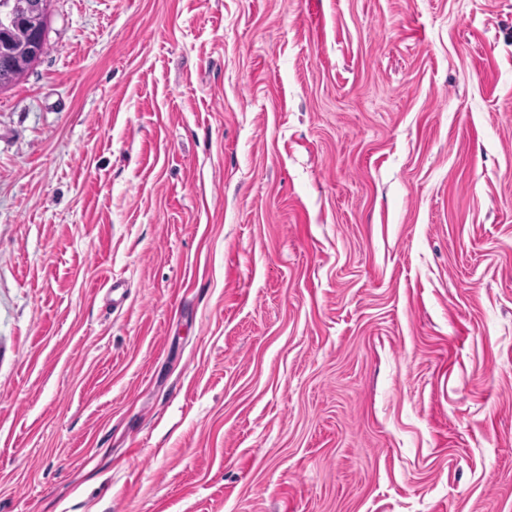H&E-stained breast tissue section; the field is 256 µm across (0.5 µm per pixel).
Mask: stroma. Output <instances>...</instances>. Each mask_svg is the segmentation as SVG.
I'll return each instance as SVG.
<instances>
[{
    "label": "stroma",
    "mask_w": 512,
    "mask_h": 512,
    "mask_svg": "<svg viewBox=\"0 0 512 512\" xmlns=\"http://www.w3.org/2000/svg\"><path fill=\"white\" fill-rule=\"evenodd\" d=\"M0 90V512H512V0H52Z\"/></svg>",
    "instance_id": "1"
}]
</instances>
